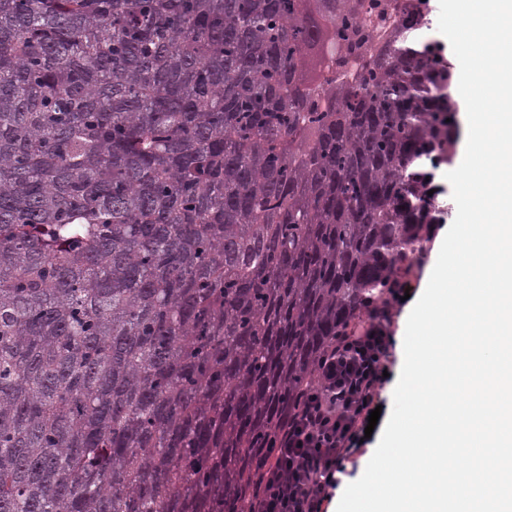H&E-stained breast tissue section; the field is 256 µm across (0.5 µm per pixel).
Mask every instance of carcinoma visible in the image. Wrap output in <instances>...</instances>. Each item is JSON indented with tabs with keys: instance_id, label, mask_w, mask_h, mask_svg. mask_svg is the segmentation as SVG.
Listing matches in <instances>:
<instances>
[{
	"instance_id": "obj_1",
	"label": "carcinoma",
	"mask_w": 512,
	"mask_h": 512,
	"mask_svg": "<svg viewBox=\"0 0 512 512\" xmlns=\"http://www.w3.org/2000/svg\"><path fill=\"white\" fill-rule=\"evenodd\" d=\"M417 8L344 78L359 0H0V512H250L443 220Z\"/></svg>"
}]
</instances>
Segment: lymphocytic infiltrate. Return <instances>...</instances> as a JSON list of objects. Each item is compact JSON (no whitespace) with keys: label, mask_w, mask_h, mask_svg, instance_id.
Here are the masks:
<instances>
[{"label":"lymphocytic infiltrate","mask_w":512,"mask_h":512,"mask_svg":"<svg viewBox=\"0 0 512 512\" xmlns=\"http://www.w3.org/2000/svg\"><path fill=\"white\" fill-rule=\"evenodd\" d=\"M387 346L384 333L365 330L327 351L316 389L302 395L274 441L273 457L261 462L253 512H322L339 485L346 444L368 423Z\"/></svg>","instance_id":"obj_1"}]
</instances>
